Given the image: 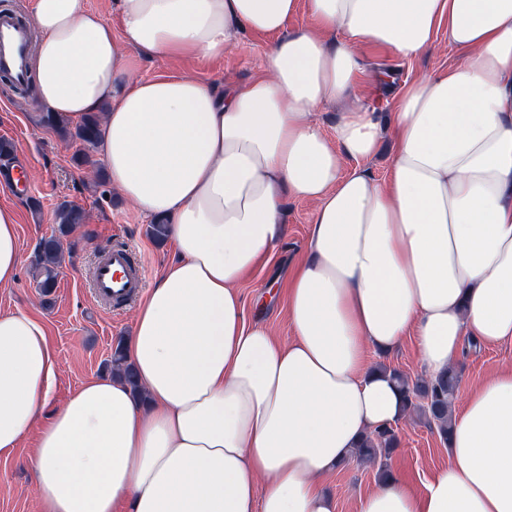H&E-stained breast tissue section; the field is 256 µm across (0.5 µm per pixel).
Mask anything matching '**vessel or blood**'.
<instances>
[{
  "label": "vessel or blood",
  "mask_w": 512,
  "mask_h": 512,
  "mask_svg": "<svg viewBox=\"0 0 512 512\" xmlns=\"http://www.w3.org/2000/svg\"><path fill=\"white\" fill-rule=\"evenodd\" d=\"M30 32L26 23L12 14L0 13V72L17 84L27 82L26 56ZM144 285L140 267L128 249L113 246L104 249L97 261L93 277L96 299L118 307L139 294Z\"/></svg>",
  "instance_id": "b4317fda"
}]
</instances>
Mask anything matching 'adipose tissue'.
I'll list each match as a JSON object with an SVG mask.
<instances>
[{
    "mask_svg": "<svg viewBox=\"0 0 512 512\" xmlns=\"http://www.w3.org/2000/svg\"><path fill=\"white\" fill-rule=\"evenodd\" d=\"M306 8L308 25L286 32ZM31 0L38 105L55 124L102 112L110 181L163 221L178 258L136 311L125 347L144 392L84 384L45 424L58 359L43 323L0 313V453L33 425L40 512H335L319 480L359 439L403 418L368 361L415 337L433 378L467 339L512 344V0ZM463 52L404 84L389 125L357 93L363 50L403 60L440 28ZM274 40L243 85L142 79L149 56H222ZM347 102L325 134L321 106ZM385 177L366 163L384 134ZM353 169H346V162ZM313 203L288 282L291 341L247 322L240 283L285 238V202ZM14 210L0 208V287L17 276ZM356 512H512V369L452 410L448 462L414 493L399 476Z\"/></svg>",
    "mask_w": 512,
    "mask_h": 512,
    "instance_id": "ef3b65f1",
    "label": "adipose tissue"
}]
</instances>
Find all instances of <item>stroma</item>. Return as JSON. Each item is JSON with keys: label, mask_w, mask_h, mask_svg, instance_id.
<instances>
[{"label": "stroma", "mask_w": 512, "mask_h": 512, "mask_svg": "<svg viewBox=\"0 0 512 512\" xmlns=\"http://www.w3.org/2000/svg\"><path fill=\"white\" fill-rule=\"evenodd\" d=\"M270 42V37L244 33L220 57L196 60L143 56L138 74L145 79L190 76L242 85L260 74L261 60ZM459 55V50L449 44L444 29L439 31L432 51L410 61L385 52H367V70L373 74L389 71L394 79L385 84H368L363 105L381 121H388L403 82L423 72L447 70ZM0 140L11 143L12 157L23 163L30 185L28 193L22 194L0 178V207L16 210L21 243L17 278L9 287L0 288V311H26L43 322L60 361L52 400L57 407L82 384L110 374L108 360L113 347L133 331L136 303L114 310L92 295L91 274L101 251L113 245L128 248L143 268L144 286L148 289L177 254L170 241L159 242L151 237L149 221L118 196L107 172L77 163L75 147L69 139L59 129L43 124L35 93L20 94L1 79ZM64 202L83 207L88 221L64 236V245L72 247L73 252L64 258L56 287L44 297L33 276L32 255L40 238L57 233L56 211ZM313 211L311 203L287 201L286 237L239 286L246 320L269 322L283 342L292 337L286 316L287 296L283 288L273 287L272 281L287 279L290 270L303 259ZM457 367L461 390H469L498 370L512 367V345L465 347ZM394 429L398 446L389 464L404 476L413 492H422L431 474L447 463L448 447L435 430L419 419L400 422ZM38 433V428H31L17 448L0 454V512H37L33 471ZM377 483L372 466L353 462L330 476L324 489L334 499L335 512H355L359 497Z\"/></svg>", "instance_id": "obj_1"}]
</instances>
